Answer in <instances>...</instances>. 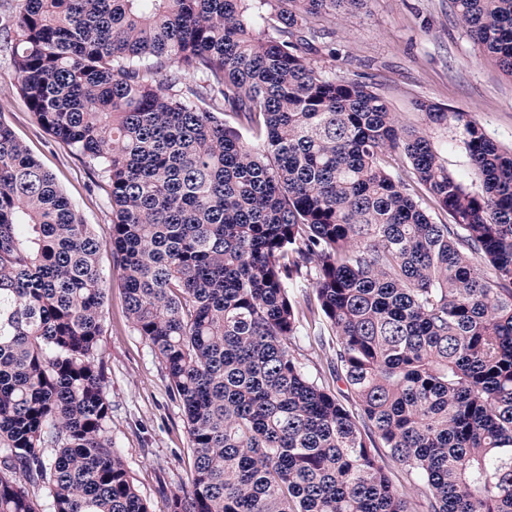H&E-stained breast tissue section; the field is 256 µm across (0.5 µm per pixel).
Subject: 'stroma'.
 I'll return each mask as SVG.
<instances>
[{"instance_id":"1","label":"stroma","mask_w":512,"mask_h":512,"mask_svg":"<svg viewBox=\"0 0 512 512\" xmlns=\"http://www.w3.org/2000/svg\"><path fill=\"white\" fill-rule=\"evenodd\" d=\"M329 50L318 58L330 76L369 82L406 124L421 101L470 113L497 142L512 148V76L456 23L450 0H369L359 13L320 18ZM0 122L9 125L90 224L103 247L110 287L99 353L112 397V439L153 512L187 477L189 436L171 399L165 370L133 330L120 275L112 263V209L97 167L45 134L14 79L11 45L0 36Z\"/></svg>"}]
</instances>
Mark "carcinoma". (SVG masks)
<instances>
[{"instance_id": "cac0c4a2", "label": "carcinoma", "mask_w": 512, "mask_h": 512, "mask_svg": "<svg viewBox=\"0 0 512 512\" xmlns=\"http://www.w3.org/2000/svg\"><path fill=\"white\" fill-rule=\"evenodd\" d=\"M366 2L0 19L34 122L107 180L127 318L189 435L168 512H410L411 489L425 512H512V150L468 112L422 101L404 124L323 73L315 18ZM451 7L512 75V0ZM458 147L476 189L448 171ZM101 247L0 122V512H152L112 441ZM327 331L353 410L291 353Z\"/></svg>"}]
</instances>
